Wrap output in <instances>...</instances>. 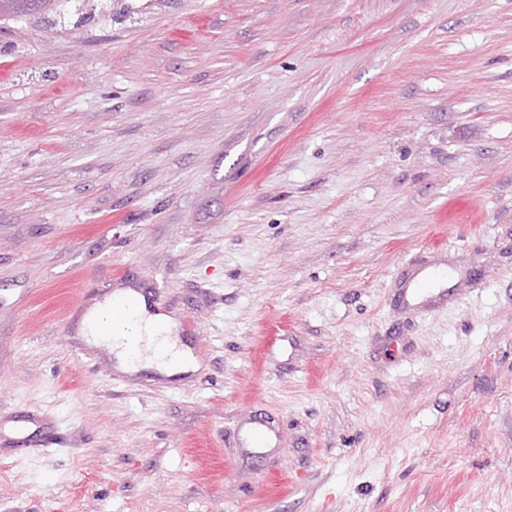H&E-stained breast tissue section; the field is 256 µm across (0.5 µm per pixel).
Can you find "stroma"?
Masks as SVG:
<instances>
[{
    "mask_svg": "<svg viewBox=\"0 0 512 512\" xmlns=\"http://www.w3.org/2000/svg\"><path fill=\"white\" fill-rule=\"evenodd\" d=\"M113 10L0 22V512H512V0ZM114 298L133 301L137 308L138 320L127 330L119 331L113 337L101 336L99 326L109 307L112 323L126 322L130 317L129 303L116 301ZM114 298L111 305V300L108 298L86 315L83 321V333L89 343L107 347L121 367L127 368L126 364L132 363L133 371L148 369L173 376L191 368L190 350L180 343L175 325L167 317L150 312L145 298L138 293L117 294ZM129 336H137L141 341L146 339L145 352L139 356L136 365L132 362ZM155 336H164L158 347H154L152 343Z\"/></svg>",
    "mask_w": 512,
    "mask_h": 512,
    "instance_id": "1",
    "label": "stroma"
}]
</instances>
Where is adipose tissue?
Listing matches in <instances>:
<instances>
[{
	"instance_id": "ef3b65f1",
	"label": "adipose tissue",
	"mask_w": 512,
	"mask_h": 512,
	"mask_svg": "<svg viewBox=\"0 0 512 512\" xmlns=\"http://www.w3.org/2000/svg\"><path fill=\"white\" fill-rule=\"evenodd\" d=\"M127 298L136 305L137 321L114 336L100 335L99 326L109 308L108 303H101L83 321V333L87 341L96 346L107 347L122 365L132 362L137 368L153 370L167 376L188 371L192 366V356L189 349L180 343L174 324L167 317L150 312L142 295L131 292ZM133 336L147 343L144 354L136 359L131 356L129 343Z\"/></svg>"
}]
</instances>
